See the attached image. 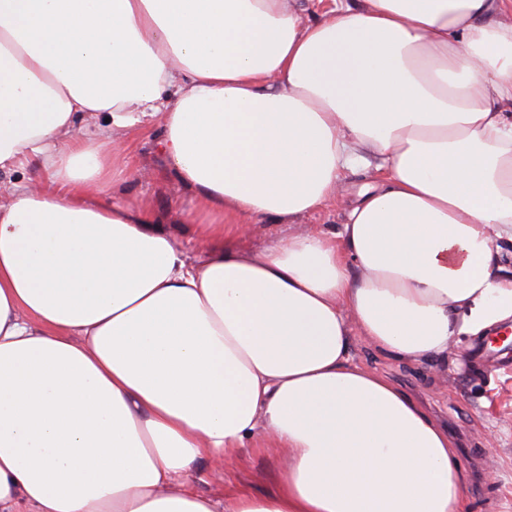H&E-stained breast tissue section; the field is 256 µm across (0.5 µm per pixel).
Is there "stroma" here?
<instances>
[{
  "instance_id": "1",
  "label": "stroma",
  "mask_w": 512,
  "mask_h": 512,
  "mask_svg": "<svg viewBox=\"0 0 512 512\" xmlns=\"http://www.w3.org/2000/svg\"><path fill=\"white\" fill-rule=\"evenodd\" d=\"M162 136L160 120L143 128L111 136L103 142L121 145L117 166L127 173L114 184V198L149 203L160 224L185 244L191 260L203 256V248L190 238L182 222L192 210L195 197L171 173L158 151ZM374 167L345 171L339 200L305 214L292 224L263 218L235 239L244 253H258L273 235L304 233L316 227L346 223L347 200L365 184L378 180ZM457 364L438 367L431 363L408 364L379 354L367 341L355 339L352 357L356 364L386 376L448 432L467 476L470 512H512V344L463 338L452 347ZM496 478H488V470ZM283 471L278 449H244L223 468L206 460L197 462L192 478L198 491L220 499L229 492L247 489L256 493L272 490Z\"/></svg>"
}]
</instances>
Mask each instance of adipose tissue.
<instances>
[{
    "label": "adipose tissue",
    "mask_w": 512,
    "mask_h": 512,
    "mask_svg": "<svg viewBox=\"0 0 512 512\" xmlns=\"http://www.w3.org/2000/svg\"><path fill=\"white\" fill-rule=\"evenodd\" d=\"M512 0H0V512H468L415 364L512 319ZM162 120L189 261L92 136ZM375 165L340 230L273 237ZM274 444V491L195 463ZM42 167L35 164L0 170V203L4 204L9 199V193L14 184L29 183L42 177Z\"/></svg>",
    "instance_id": "1"
}]
</instances>
